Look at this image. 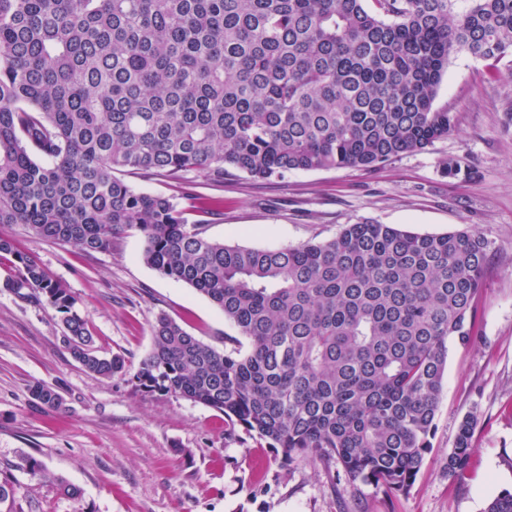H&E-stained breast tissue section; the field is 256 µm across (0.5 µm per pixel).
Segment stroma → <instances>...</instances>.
Returning a JSON list of instances; mask_svg holds the SVG:
<instances>
[{
  "label": "stroma",
  "instance_id": "obj_1",
  "mask_svg": "<svg viewBox=\"0 0 512 512\" xmlns=\"http://www.w3.org/2000/svg\"><path fill=\"white\" fill-rule=\"evenodd\" d=\"M455 115L448 136L367 171H298L282 179L244 174L223 184L190 173L201 195L222 208L187 207L216 241L252 248L318 243L370 219L424 234L472 228L493 240L475 304L478 338L452 345L431 451L410 492L394 498L353 485L342 467L298 459L283 465L264 441L224 436V415L179 396L138 391L126 378L86 372L63 341L59 314L4 289L15 258L0 254V472L18 490L0 512H485L512 490V61L496 68L466 54L451 60L435 97ZM457 164L458 175L444 172ZM19 249L77 300L100 353L135 368L151 348V326L167 314L203 342L223 348L230 325L191 286L147 266L144 238L128 231L106 252L32 239L22 225L0 226ZM41 382L65 409L37 404ZM475 417L470 461L456 478L443 465L460 423ZM188 457H180L176 448ZM46 478L31 477L26 458ZM82 491L59 494L57 480Z\"/></svg>",
  "mask_w": 512,
  "mask_h": 512
}]
</instances>
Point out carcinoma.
Wrapping results in <instances>:
<instances>
[{
	"instance_id": "obj_1",
	"label": "carcinoma",
	"mask_w": 512,
	"mask_h": 512,
	"mask_svg": "<svg viewBox=\"0 0 512 512\" xmlns=\"http://www.w3.org/2000/svg\"><path fill=\"white\" fill-rule=\"evenodd\" d=\"M512 56V0H0V224L110 251L135 229L142 260L219 308V351L165 314L136 370L98 353L76 299L0 234L90 374L224 412V436L266 441L283 465L339 464L388 496L430 450L452 342L473 312L495 243L462 229L418 234L365 219L279 248L216 242L172 196L124 174L211 182L372 170L448 136L434 108L451 59ZM33 399L64 409L52 387ZM476 419L444 471L468 464ZM486 512H512V490Z\"/></svg>"
}]
</instances>
